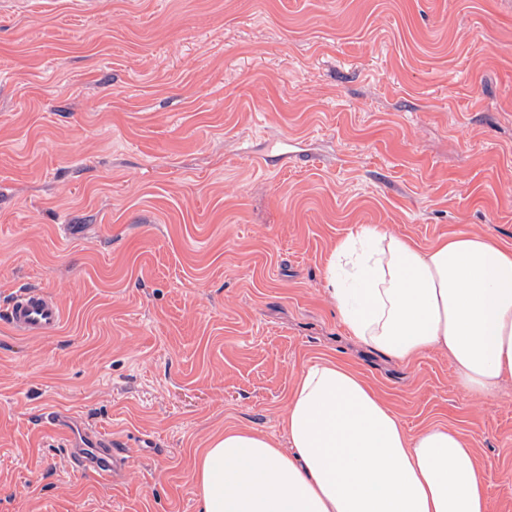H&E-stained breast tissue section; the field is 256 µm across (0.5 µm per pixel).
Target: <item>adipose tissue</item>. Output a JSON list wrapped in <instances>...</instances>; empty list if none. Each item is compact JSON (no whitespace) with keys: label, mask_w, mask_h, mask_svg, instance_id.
<instances>
[{"label":"adipose tissue","mask_w":512,"mask_h":512,"mask_svg":"<svg viewBox=\"0 0 512 512\" xmlns=\"http://www.w3.org/2000/svg\"><path fill=\"white\" fill-rule=\"evenodd\" d=\"M348 332L410 362L439 349L483 396L512 377V250L459 233L421 249L365 226L326 271ZM288 448L230 426L196 457L201 512H487L488 483L462 436H407L350 365L305 367L284 417Z\"/></svg>","instance_id":"ef3b65f1"}]
</instances>
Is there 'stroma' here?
Instances as JSON below:
<instances>
[{
  "label": "stroma",
  "mask_w": 512,
  "mask_h": 512,
  "mask_svg": "<svg viewBox=\"0 0 512 512\" xmlns=\"http://www.w3.org/2000/svg\"><path fill=\"white\" fill-rule=\"evenodd\" d=\"M364 225L512 247V0H0V306L63 311L0 319V512H199L197 450L286 442L326 356L408 435L458 431L512 512V378L482 396L345 332L325 272ZM51 408L124 470H77ZM7 320L22 336H46L60 327L63 312L57 300L42 288L28 287L11 298Z\"/></svg>",
  "instance_id": "stroma-1"
}]
</instances>
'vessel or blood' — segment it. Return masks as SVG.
Here are the masks:
<instances>
[{"instance_id":"vessel-or-blood-1","label":"vessel or blood","mask_w":512,"mask_h":512,"mask_svg":"<svg viewBox=\"0 0 512 512\" xmlns=\"http://www.w3.org/2000/svg\"><path fill=\"white\" fill-rule=\"evenodd\" d=\"M7 320L15 332L23 336H46L60 327L63 312L57 300L38 287L19 290L10 300ZM91 451L77 448L73 460L79 469L96 471L101 479L111 478L114 466L120 465L123 449L113 447L112 439L96 430H88Z\"/></svg>"}]
</instances>
